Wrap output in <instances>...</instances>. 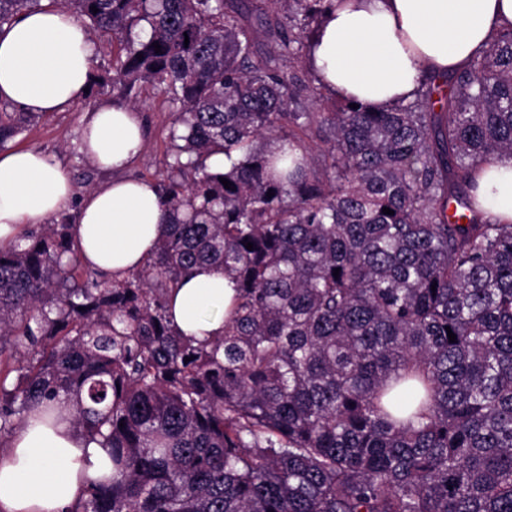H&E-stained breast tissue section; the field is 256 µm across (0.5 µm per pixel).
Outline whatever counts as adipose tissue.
Returning <instances> with one entry per match:
<instances>
[{
	"mask_svg": "<svg viewBox=\"0 0 512 512\" xmlns=\"http://www.w3.org/2000/svg\"><path fill=\"white\" fill-rule=\"evenodd\" d=\"M512 25V0H334L311 48L318 85L371 110L415 98L427 77L466 70L491 36ZM93 44L66 9L42 5L0 27V101L47 116L86 100ZM144 147L137 112L89 109L82 149L103 169H125ZM482 208L512 222V159L495 158L477 178ZM72 214L86 269L109 279L143 265L163 238L166 217L155 184L115 179L75 202L65 173L29 148L0 153V246L24 225ZM235 296L216 266L196 267L171 296L173 324L205 341L221 335ZM107 458L99 442L70 424L28 421L0 453V512H65L81 476L97 477Z\"/></svg>",
	"mask_w": 512,
	"mask_h": 512,
	"instance_id": "1",
	"label": "adipose tissue"
}]
</instances>
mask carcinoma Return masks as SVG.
<instances>
[{"label": "carcinoma", "instance_id": "1", "mask_svg": "<svg viewBox=\"0 0 512 512\" xmlns=\"http://www.w3.org/2000/svg\"><path fill=\"white\" fill-rule=\"evenodd\" d=\"M263 2L51 0L112 35L121 97L175 108L167 232L120 280L70 214L0 248V447L62 413L102 439L110 473L66 512H512V222L475 197L512 157V26L370 112L308 77L331 0ZM40 3L0 0V26ZM36 118L0 112V149ZM205 263L236 295L196 342L169 300Z\"/></svg>", "mask_w": 512, "mask_h": 512}]
</instances>
